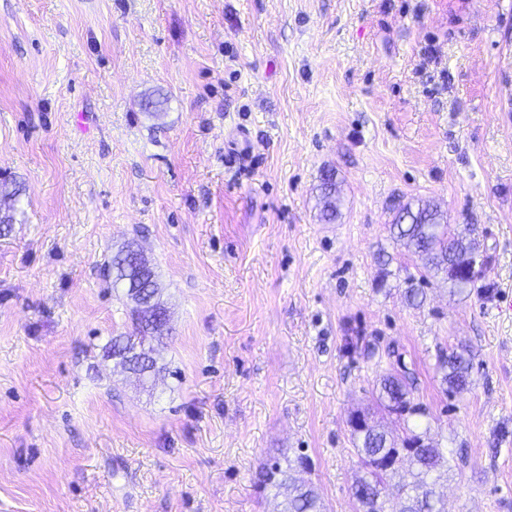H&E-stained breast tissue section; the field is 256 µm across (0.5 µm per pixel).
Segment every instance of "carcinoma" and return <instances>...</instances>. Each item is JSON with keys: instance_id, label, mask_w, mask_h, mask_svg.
<instances>
[{"instance_id": "1", "label": "carcinoma", "mask_w": 512, "mask_h": 512, "mask_svg": "<svg viewBox=\"0 0 512 512\" xmlns=\"http://www.w3.org/2000/svg\"><path fill=\"white\" fill-rule=\"evenodd\" d=\"M322 219L332 222L340 214L342 198L336 175L328 172L321 184ZM391 237L421 262L418 275H408L405 299L412 306L423 303V287L430 278L443 276L449 292L454 295L472 288L480 280L484 258L470 226L458 232L448 224V218L437 206L419 201L407 202L393 212L389 226ZM130 266L127 251L120 250L108 261L112 284L125 285L126 297L133 303L130 311L131 328L112 339L108 356L122 371L150 368L160 373L157 360L151 356L154 343L162 342L169 330L156 329L146 314L135 304V293L147 291L156 279L154 271L143 275L127 273ZM471 352L458 345L448 351L439 350L436 366L442 374V384L450 396L462 394L470 386ZM377 407L392 418L395 429L368 421L362 411L348 419L350 434L359 457L361 477L353 484L352 496L357 512H397L400 504L411 512H444L440 509L441 495L436 491L435 474L448 463L444 449L419 432L413 423L416 417L428 415L427 408L416 401L408 372L383 375L372 390ZM308 469L307 460L282 465L276 460L263 469L260 482L283 492L281 512H321L319 494L309 481L296 476Z\"/></svg>"}]
</instances>
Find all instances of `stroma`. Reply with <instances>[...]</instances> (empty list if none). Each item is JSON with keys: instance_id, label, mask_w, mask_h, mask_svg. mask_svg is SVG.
Wrapping results in <instances>:
<instances>
[{"instance_id": "stroma-1", "label": "stroma", "mask_w": 512, "mask_h": 512, "mask_svg": "<svg viewBox=\"0 0 512 512\" xmlns=\"http://www.w3.org/2000/svg\"><path fill=\"white\" fill-rule=\"evenodd\" d=\"M1 186L0 512H280L258 473L298 455L356 512L348 417L399 363L446 512H512V0H0ZM415 198L474 225L481 289L407 304ZM126 246L172 328L148 390L104 356ZM321 193L323 198L322 219L327 222L335 221L340 214L342 205L340 187L335 173L328 172L324 175ZM471 352L466 346L458 345L448 351L439 350L436 366L442 374V385L448 396L462 394L470 386Z\"/></svg>"}]
</instances>
